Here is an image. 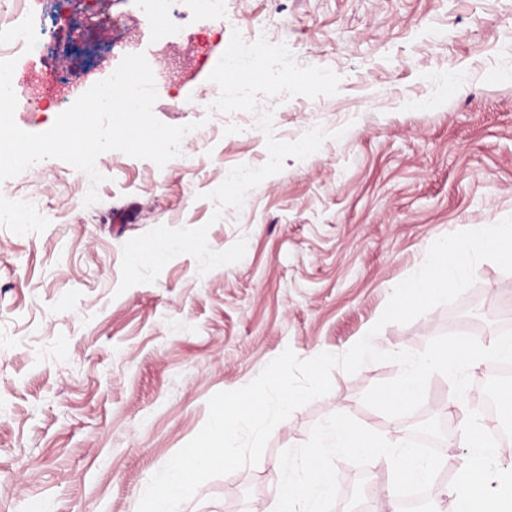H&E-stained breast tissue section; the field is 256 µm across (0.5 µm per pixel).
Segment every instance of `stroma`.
Instances as JSON below:
<instances>
[{"mask_svg": "<svg viewBox=\"0 0 512 512\" xmlns=\"http://www.w3.org/2000/svg\"><path fill=\"white\" fill-rule=\"evenodd\" d=\"M177 68L169 125L199 122L165 166L101 154L99 200L46 159L0 183V512H137L140 490L203 427L210 397L252 381L284 350L344 353L380 317L431 238L512 216V0H225ZM80 37L105 49L84 87L129 47L123 0H71ZM309 53L340 77L331 97L260 98L204 119L217 93L202 59L232 31ZM243 172V187L225 186ZM181 240L156 262L143 247ZM464 322L486 341L512 325V274L485 261L455 303L376 336L422 350ZM392 362L334 371L332 390L278 424L260 461L205 482L182 512H264L284 449L335 412L397 440L364 406ZM334 512H352L383 463H336Z\"/></svg>", "mask_w": 512, "mask_h": 512, "instance_id": "obj_1", "label": "stroma"}]
</instances>
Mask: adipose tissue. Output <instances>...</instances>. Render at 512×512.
<instances>
[{"instance_id":"obj_1","label":"adipose tissue","mask_w":512,"mask_h":512,"mask_svg":"<svg viewBox=\"0 0 512 512\" xmlns=\"http://www.w3.org/2000/svg\"><path fill=\"white\" fill-rule=\"evenodd\" d=\"M459 445L468 451L457 468L458 484L479 490L482 501L461 497L457 512H512V466H502L489 451V435L474 410L464 399H457Z\"/></svg>"}]
</instances>
